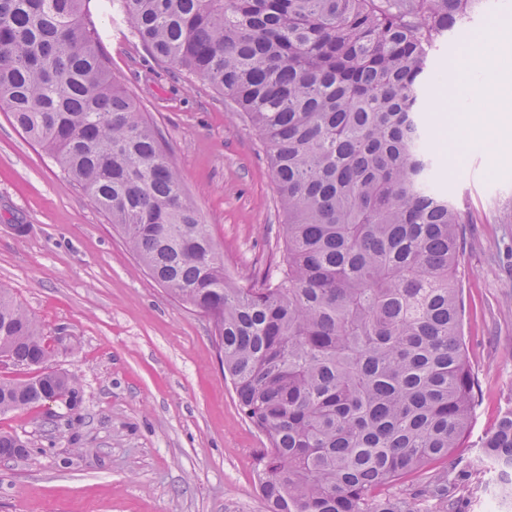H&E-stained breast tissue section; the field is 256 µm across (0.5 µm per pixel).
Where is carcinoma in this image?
<instances>
[{
	"label": "carcinoma",
	"instance_id": "1",
	"mask_svg": "<svg viewBox=\"0 0 512 512\" xmlns=\"http://www.w3.org/2000/svg\"><path fill=\"white\" fill-rule=\"evenodd\" d=\"M155 57L234 102L267 145L286 217L274 270L224 272L154 126L112 80L86 0H0V108L176 300L211 317L241 415L265 436L267 512H448V457L478 381L456 266L468 214L434 186L432 47L479 0H116ZM0 289V359L48 365ZM79 380L0 377V414ZM25 443L0 433V459ZM512 499V409L480 442ZM424 477L414 493L403 480Z\"/></svg>",
	"mask_w": 512,
	"mask_h": 512
}]
</instances>
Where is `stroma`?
I'll return each instance as SVG.
<instances>
[{"label":"stroma","mask_w":512,"mask_h":512,"mask_svg":"<svg viewBox=\"0 0 512 512\" xmlns=\"http://www.w3.org/2000/svg\"><path fill=\"white\" fill-rule=\"evenodd\" d=\"M103 28L117 83L134 98L179 169L185 192L240 283L279 260L284 216L266 146L234 103L197 75L155 61L105 0ZM512 45V0H485L431 52L437 77L490 20ZM440 189L470 218L458 257L464 336L480 386L470 433L448 461V512H491L494 475L478 445L512 408V160L469 145L459 104L439 129L421 104ZM25 225L17 234L15 225ZM0 288L72 349L54 368L80 382L82 417L59 403L0 415V432L30 454L0 462V512H265L255 477L263 437L240 414L218 360L212 320L174 299L137 263L103 213L70 186L46 151L0 109Z\"/></svg>","instance_id":"obj_1"}]
</instances>
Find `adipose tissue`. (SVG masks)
I'll return each mask as SVG.
<instances>
[{
	"instance_id": "1",
	"label": "adipose tissue",
	"mask_w": 512,
	"mask_h": 512,
	"mask_svg": "<svg viewBox=\"0 0 512 512\" xmlns=\"http://www.w3.org/2000/svg\"><path fill=\"white\" fill-rule=\"evenodd\" d=\"M463 72L476 73L481 92L493 100V112L467 115L466 123L491 154L512 152V72L502 67L501 42L494 30L485 31L461 50Z\"/></svg>"
}]
</instances>
